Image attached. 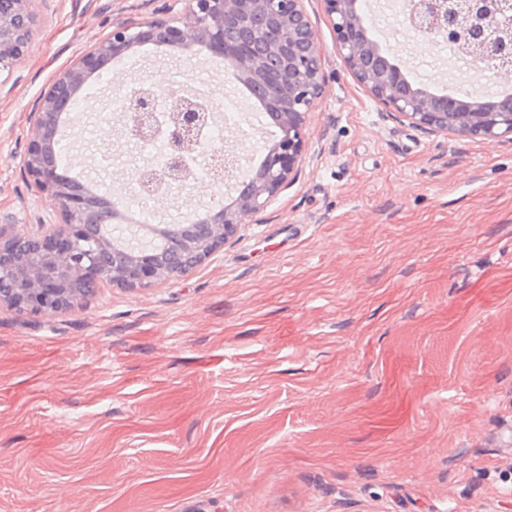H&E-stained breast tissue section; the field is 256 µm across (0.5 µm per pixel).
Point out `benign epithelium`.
<instances>
[{
	"label": "benign epithelium",
	"mask_w": 512,
	"mask_h": 512,
	"mask_svg": "<svg viewBox=\"0 0 512 512\" xmlns=\"http://www.w3.org/2000/svg\"><path fill=\"white\" fill-rule=\"evenodd\" d=\"M33 2L0 0V77L6 80L28 50L37 23ZM321 2L337 55L382 111L429 135L512 140L511 94L488 106L468 96L431 93L411 83L401 66L381 61V45L367 34L359 0ZM400 15L413 37L494 65L476 71L474 79L512 84V0H402ZM148 43L169 47L189 68L196 65L197 46L224 58L225 79L250 88L272 110L278 133L246 188L224 203V187L236 179L240 158L199 139L218 110L217 102L203 104L179 87L159 94L145 77L126 88L120 123L127 140H154L158 101L171 103L165 167L146 163L129 174L142 195L167 197L191 188V160L200 159L222 175L211 181L218 203L199 223L176 229L149 226L168 240L165 263L138 252L113 259L109 267L96 259L98 243L90 227L112 223V208L100 204L94 183L74 185L59 163L57 119L71 111L90 76ZM325 61L326 48L306 0H172L148 20L113 25L58 74L30 117L20 165L35 194L57 200L61 222L37 224L25 234L7 237L0 225V305L34 316L59 312L105 283L146 288L180 276L223 247L295 182L309 159V117L325 94Z\"/></svg>",
	"instance_id": "benign-epithelium-1"
}]
</instances>
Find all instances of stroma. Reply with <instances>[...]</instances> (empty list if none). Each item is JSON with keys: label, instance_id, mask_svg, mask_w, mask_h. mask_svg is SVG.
Instances as JSON below:
<instances>
[{"label": "stroma", "instance_id": "1", "mask_svg": "<svg viewBox=\"0 0 512 512\" xmlns=\"http://www.w3.org/2000/svg\"><path fill=\"white\" fill-rule=\"evenodd\" d=\"M165 0H37L0 87V218H55L15 158L56 76L113 23ZM328 45L312 159L191 272L106 284L47 315L0 306V512H512V143L426 135L382 112ZM374 39L435 93L488 95L394 0H360ZM237 101L224 139L252 170L267 115L224 64L152 45L90 81L63 131L99 190L148 158L103 153L114 76ZM209 182L153 204L197 213Z\"/></svg>", "mask_w": 512, "mask_h": 512}]
</instances>
